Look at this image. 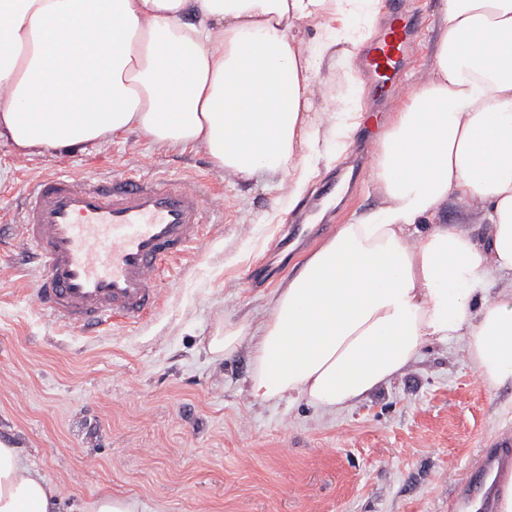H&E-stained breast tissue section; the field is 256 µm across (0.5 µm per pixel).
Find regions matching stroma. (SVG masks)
I'll return each instance as SVG.
<instances>
[{
  "mask_svg": "<svg viewBox=\"0 0 512 512\" xmlns=\"http://www.w3.org/2000/svg\"><path fill=\"white\" fill-rule=\"evenodd\" d=\"M410 6L422 27L412 84L430 62L437 0ZM357 89L361 125L344 146L322 144L303 198L338 179L344 192L300 243L288 240L297 214L278 179L239 178L201 149L160 148L135 131L62 158H21L0 143V215L59 170L207 180L223 202L200 253L164 274L156 314L97 336L33 305L38 270L22 262L17 230L0 236V435L57 487L60 512H88L106 492L136 512H448L480 449L512 432V382L490 386L461 340L427 344L406 374L333 413L302 398L256 400L247 350L209 351L225 323L261 320L266 295L337 225L379 206L369 178L353 179L354 162L404 96Z\"/></svg>",
  "mask_w": 512,
  "mask_h": 512,
  "instance_id": "1",
  "label": "stroma"
}]
</instances>
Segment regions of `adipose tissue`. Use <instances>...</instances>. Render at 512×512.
Masks as SVG:
<instances>
[{
	"label": "adipose tissue",
	"instance_id": "ef3b65f1",
	"mask_svg": "<svg viewBox=\"0 0 512 512\" xmlns=\"http://www.w3.org/2000/svg\"><path fill=\"white\" fill-rule=\"evenodd\" d=\"M381 0H0V142L65 155L139 131L204 149L226 172L278 178L296 204L322 141L351 137L353 91L315 107L313 79L355 56ZM428 69L373 144V211L303 257L250 345L248 388L326 412L461 339L489 384L512 378V0H438ZM359 21L360 34L349 31ZM315 24L313 44L298 36ZM466 202L482 239L443 223ZM0 512H59L58 492L0 443Z\"/></svg>",
	"mask_w": 512,
	"mask_h": 512
}]
</instances>
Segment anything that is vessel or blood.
Listing matches in <instances>:
<instances>
[{
    "label": "vessel or blood",
    "mask_w": 512,
    "mask_h": 512,
    "mask_svg": "<svg viewBox=\"0 0 512 512\" xmlns=\"http://www.w3.org/2000/svg\"><path fill=\"white\" fill-rule=\"evenodd\" d=\"M414 18L393 0L383 34L361 49L358 66L376 88L397 87L416 42ZM220 204L204 182L127 173L106 182L61 171L28 185L18 227L38 263L34 304L81 334L145 323L158 310L171 264L206 240ZM512 475V433L481 450L450 512H495L499 484Z\"/></svg>",
    "instance_id": "b4317fda"
}]
</instances>
